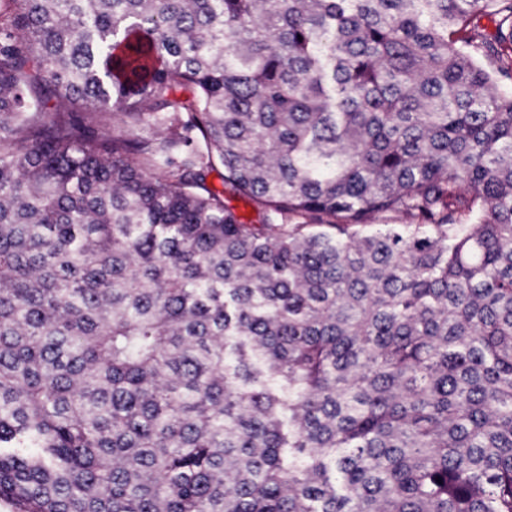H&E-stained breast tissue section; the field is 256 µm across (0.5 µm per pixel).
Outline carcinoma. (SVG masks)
<instances>
[{"label": "carcinoma", "mask_w": 512, "mask_h": 512, "mask_svg": "<svg viewBox=\"0 0 512 512\" xmlns=\"http://www.w3.org/2000/svg\"><path fill=\"white\" fill-rule=\"evenodd\" d=\"M506 36L512 0H0V502L512 512Z\"/></svg>", "instance_id": "1"}]
</instances>
